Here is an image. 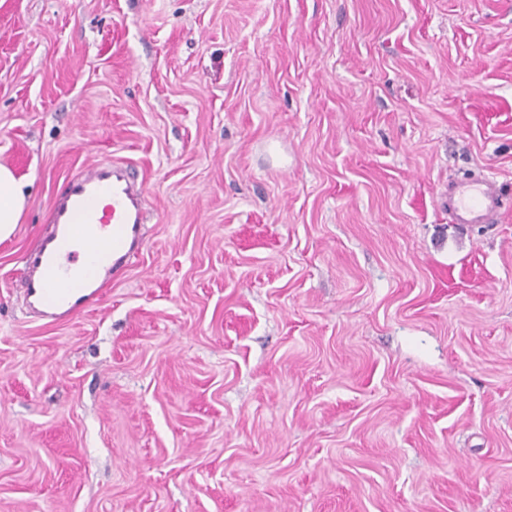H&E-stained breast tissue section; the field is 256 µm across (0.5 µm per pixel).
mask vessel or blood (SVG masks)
<instances>
[{
	"mask_svg": "<svg viewBox=\"0 0 512 512\" xmlns=\"http://www.w3.org/2000/svg\"><path fill=\"white\" fill-rule=\"evenodd\" d=\"M142 192L128 166L109 160L85 165L67 182L52 209L53 230L27 262L28 302L46 319H63L102 295L115 272L138 249L144 220ZM502 212V195L493 177L449 184L452 223L491 224ZM87 244L98 255L91 265L79 262V252Z\"/></svg>",
	"mask_w": 512,
	"mask_h": 512,
	"instance_id": "vessel-or-blood-1",
	"label": "vessel or blood"
}]
</instances>
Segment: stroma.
Instances as JSON below:
<instances>
[{
    "label": "stroma",
    "mask_w": 512,
    "mask_h": 512,
    "mask_svg": "<svg viewBox=\"0 0 512 512\" xmlns=\"http://www.w3.org/2000/svg\"><path fill=\"white\" fill-rule=\"evenodd\" d=\"M101 159L142 243L52 323ZM0 164V512H512V0H0ZM142 192L128 166L111 160L87 164L67 182L52 209L53 231L30 254L26 269L28 302L50 322L78 312L102 295L115 272L138 249L144 220ZM97 199L106 200L101 211L90 208ZM87 244L96 248L98 260L78 265L91 260V247L81 251ZM56 283L68 288H53ZM24 188L12 169L0 164V242L10 239L20 222L26 204ZM502 212V195L493 177L448 185V216L453 224H494Z\"/></svg>",
    "instance_id": "1"
}]
</instances>
